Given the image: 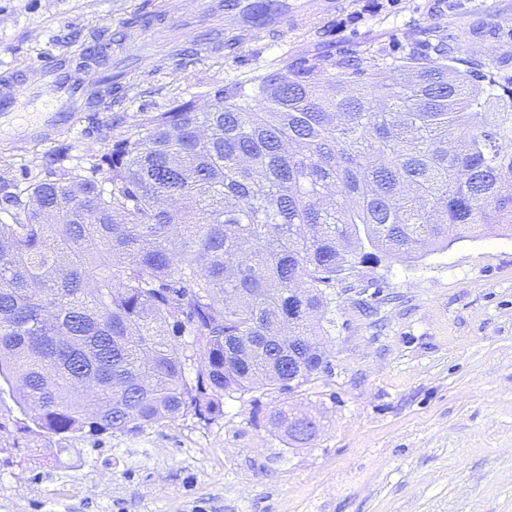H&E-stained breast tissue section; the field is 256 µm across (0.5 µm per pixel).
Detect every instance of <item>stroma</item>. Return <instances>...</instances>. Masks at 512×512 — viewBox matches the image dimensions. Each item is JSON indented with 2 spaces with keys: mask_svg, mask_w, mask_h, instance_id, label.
<instances>
[{
  "mask_svg": "<svg viewBox=\"0 0 512 512\" xmlns=\"http://www.w3.org/2000/svg\"><path fill=\"white\" fill-rule=\"evenodd\" d=\"M161 0H0V79L101 31L123 41L131 16ZM288 27L224 48L145 62L109 103L83 109L47 143L0 142V185L19 192L51 171L87 173L143 113L247 85L315 55L400 56L453 34L457 57L484 66L512 52V0H284ZM383 301L370 297L371 282ZM333 368L306 405L318 437L287 447L267 423L283 394L224 403L204 426L72 441L61 464L28 448L0 454V512H512V233L456 243L405 263L363 265L336 285Z\"/></svg>",
  "mask_w": 512,
  "mask_h": 512,
  "instance_id": "stroma-1",
  "label": "stroma"
}]
</instances>
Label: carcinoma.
Returning a JSON list of instances; mask_svg holds the SVG:
<instances>
[{
  "mask_svg": "<svg viewBox=\"0 0 512 512\" xmlns=\"http://www.w3.org/2000/svg\"><path fill=\"white\" fill-rule=\"evenodd\" d=\"M111 50L105 31L87 65L109 70ZM511 62L462 69L441 36L365 69L313 56L205 112H150L91 175L5 197L0 451L36 439L56 459L304 394L331 370L336 282L512 232ZM298 414L285 401L270 424L303 448Z\"/></svg>",
  "mask_w": 512,
  "mask_h": 512,
  "instance_id": "carcinoma-1",
  "label": "carcinoma"
}]
</instances>
